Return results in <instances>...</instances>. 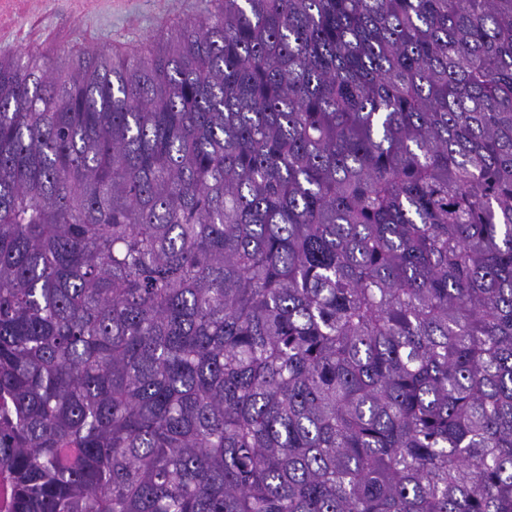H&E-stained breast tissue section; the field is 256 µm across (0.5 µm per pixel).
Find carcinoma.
<instances>
[{
  "instance_id": "carcinoma-1",
  "label": "carcinoma",
  "mask_w": 512,
  "mask_h": 512,
  "mask_svg": "<svg viewBox=\"0 0 512 512\" xmlns=\"http://www.w3.org/2000/svg\"><path fill=\"white\" fill-rule=\"evenodd\" d=\"M0 58L7 512H512V0H217Z\"/></svg>"
}]
</instances>
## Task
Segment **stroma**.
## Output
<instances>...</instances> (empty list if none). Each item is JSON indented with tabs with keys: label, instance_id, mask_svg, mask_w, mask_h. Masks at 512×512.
Wrapping results in <instances>:
<instances>
[{
	"label": "stroma",
	"instance_id": "1",
	"mask_svg": "<svg viewBox=\"0 0 512 512\" xmlns=\"http://www.w3.org/2000/svg\"><path fill=\"white\" fill-rule=\"evenodd\" d=\"M209 7V0H0V57L63 47L120 58Z\"/></svg>",
	"mask_w": 512,
	"mask_h": 512
}]
</instances>
